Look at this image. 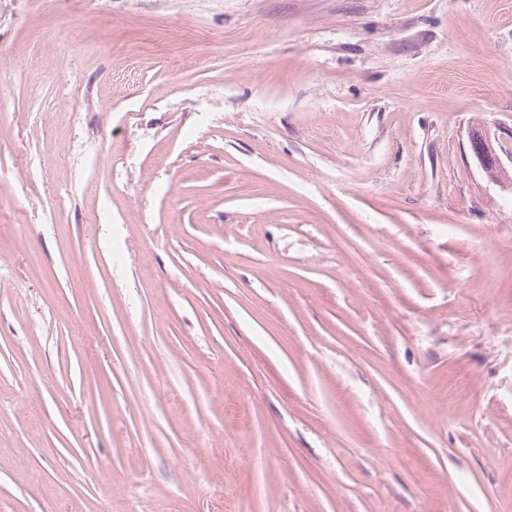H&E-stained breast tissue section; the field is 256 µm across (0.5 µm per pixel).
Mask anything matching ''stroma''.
<instances>
[{"label": "stroma", "instance_id": "35a3bbf8", "mask_svg": "<svg viewBox=\"0 0 512 512\" xmlns=\"http://www.w3.org/2000/svg\"><path fill=\"white\" fill-rule=\"evenodd\" d=\"M0 512H512V0H0ZM469 148L481 169L491 179H498L503 168L502 162L486 132L472 131L469 134Z\"/></svg>", "mask_w": 512, "mask_h": 512}]
</instances>
